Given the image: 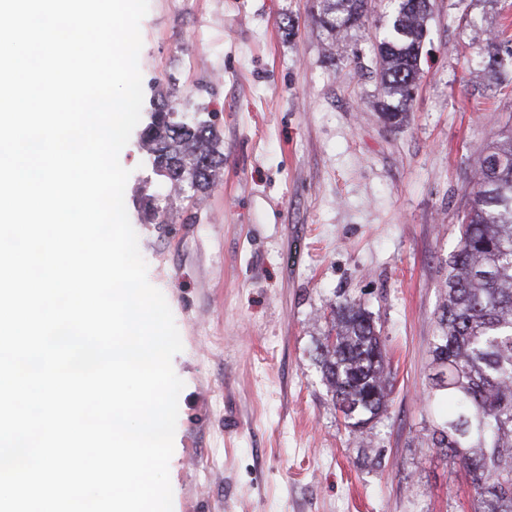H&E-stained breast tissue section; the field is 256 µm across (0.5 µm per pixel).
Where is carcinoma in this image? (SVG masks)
I'll return each instance as SVG.
<instances>
[{"label":"carcinoma","instance_id":"cac0c4a2","mask_svg":"<svg viewBox=\"0 0 512 512\" xmlns=\"http://www.w3.org/2000/svg\"><path fill=\"white\" fill-rule=\"evenodd\" d=\"M383 37L375 45V108L401 126L421 75L432 0H388ZM369 0H320L315 24L331 41L365 28ZM489 80L512 63V40L485 33L480 47ZM169 102L151 111L140 147L167 195L196 202L224 166L211 119L174 118ZM471 202L448 257L438 307L432 362L437 372L425 402L448 393L452 410L432 432V445L458 459L473 491V512H512V127L479 153ZM316 361L331 400L353 432L364 433L387 411L391 371L371 312L359 301L331 307L330 327L317 340Z\"/></svg>","mask_w":512,"mask_h":512}]
</instances>
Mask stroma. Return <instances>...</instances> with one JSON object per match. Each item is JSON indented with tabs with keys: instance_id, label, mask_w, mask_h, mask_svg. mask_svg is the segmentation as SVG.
Segmentation results:
<instances>
[{
	"instance_id": "stroma-1",
	"label": "stroma",
	"mask_w": 512,
	"mask_h": 512,
	"mask_svg": "<svg viewBox=\"0 0 512 512\" xmlns=\"http://www.w3.org/2000/svg\"><path fill=\"white\" fill-rule=\"evenodd\" d=\"M318 0H150L144 101L216 112L224 168L173 223L147 221L159 179L137 137L125 206L183 343L169 463L173 512H471L455 458L431 445L430 343L473 162L512 116L480 90L482 32L512 38V0H435L409 122L380 119L373 46L328 51ZM361 301L393 392L366 434L345 427L314 359L330 303Z\"/></svg>"
}]
</instances>
